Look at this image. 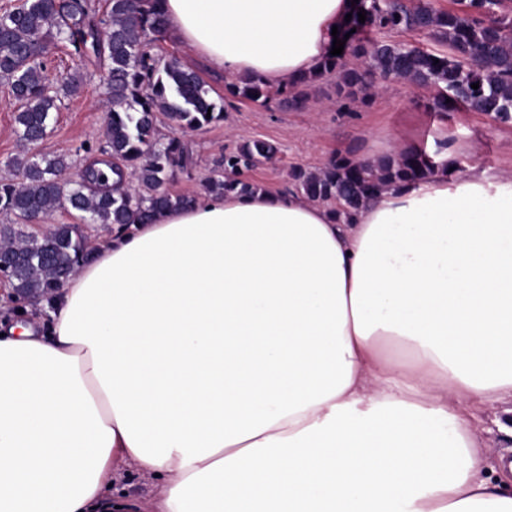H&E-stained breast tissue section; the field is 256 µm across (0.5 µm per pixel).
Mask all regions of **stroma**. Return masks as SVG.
<instances>
[{"label": "stroma", "instance_id": "obj_1", "mask_svg": "<svg viewBox=\"0 0 512 512\" xmlns=\"http://www.w3.org/2000/svg\"><path fill=\"white\" fill-rule=\"evenodd\" d=\"M155 53L174 55L190 62L202 79L209 96L224 103L223 121L200 129L178 127L158 115L157 133L175 138L187 150L186 167L168 184L171 195L199 199L210 180L223 176L224 157L245 142L264 140L277 152L264 164L245 172L250 183L274 192L295 188V169L318 171L333 159L359 158L367 151L387 152L389 147L444 144L456 156L459 174L512 179V121L501 123L478 112L439 114L427 111L426 102L436 87L402 79L367 77L368 87L349 97L341 73L322 75L303 89L302 107L288 105L280 89L268 91L267 99L250 101L227 97L224 77L215 75L192 52L166 40ZM50 72L54 77L79 71L82 85L77 93L63 98L54 113L51 131L35 150L41 154L67 155L71 163L61 178L78 179L90 158L100 156L106 146L104 131L112 102L104 82L105 70L97 59L75 64L59 49H51ZM20 109L0 78V182L19 181L11 159L22 150L15 117ZM512 398L491 400L474 411V433L489 461L512 460Z\"/></svg>", "mask_w": 512, "mask_h": 512}]
</instances>
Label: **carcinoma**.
Wrapping results in <instances>:
<instances>
[{
  "label": "carcinoma",
  "mask_w": 512,
  "mask_h": 512,
  "mask_svg": "<svg viewBox=\"0 0 512 512\" xmlns=\"http://www.w3.org/2000/svg\"><path fill=\"white\" fill-rule=\"evenodd\" d=\"M162 0H105L98 14L89 0H23L0 13V76L8 81L20 103L16 116L19 140L26 145L42 141L60 99L52 90L48 45L68 49L71 59L94 55L107 70L112 100L103 153L117 175L112 190L94 183L102 176L89 165L74 182H63L67 156L48 158L27 154L10 160L22 171L20 184L0 183V210L24 220L57 209L73 210L92 224L125 229L145 224L155 213L186 203L174 197L166 184L185 169V147L175 138L156 134V114L164 113L180 127L199 129L224 119V104L208 96L193 67L175 56L162 59L150 45L164 39L166 23ZM458 8L441 11L425 2L410 7L404 0H359L356 12L338 39L344 50L327 56L319 74L344 68L352 55L363 58L367 69L381 79L396 78L445 89L428 108L433 112H481L499 121L512 120V6L508 0H456ZM366 11L365 22L358 12ZM375 30H410L448 42L451 55L438 56L418 47L380 43ZM479 84L478 89L471 85ZM233 97L252 101L267 98L266 84L249 80L226 87ZM451 102H446V99ZM274 154L262 140L243 144L224 157L230 176L213 183L215 192H246L252 184L241 178ZM434 164L423 154L404 152L379 165L337 158L319 172L296 169L292 177L306 197L315 202L336 200L344 211L357 210L366 199L402 181L432 173ZM84 252L81 241L66 225L46 239L23 242L21 257L5 273L14 288H57L63 266Z\"/></svg>",
  "instance_id": "cac0c4a2"
}]
</instances>
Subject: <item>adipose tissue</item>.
Returning <instances> with one entry per match:
<instances>
[{
    "label": "adipose tissue",
    "mask_w": 512,
    "mask_h": 512,
    "mask_svg": "<svg viewBox=\"0 0 512 512\" xmlns=\"http://www.w3.org/2000/svg\"><path fill=\"white\" fill-rule=\"evenodd\" d=\"M235 80L318 72L354 0H163ZM434 172L354 215L210 193L99 244L0 325V512H512L460 406L512 394V179ZM116 485L123 489L132 499L145 504L155 494V481L146 475H141L129 467H121L116 474Z\"/></svg>",
    "instance_id": "adipose-tissue-1"
}]
</instances>
